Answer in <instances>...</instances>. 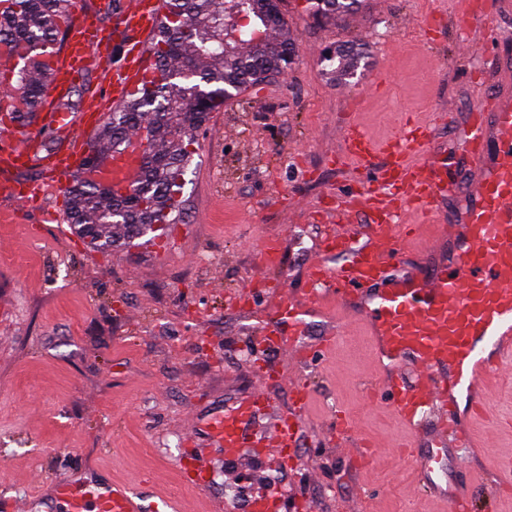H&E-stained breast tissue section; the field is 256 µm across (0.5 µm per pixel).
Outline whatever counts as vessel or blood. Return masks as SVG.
I'll list each match as a JSON object with an SVG mask.
<instances>
[{"label":"vessel or blood","instance_id":"vessel-or-blood-1","mask_svg":"<svg viewBox=\"0 0 512 512\" xmlns=\"http://www.w3.org/2000/svg\"><path fill=\"white\" fill-rule=\"evenodd\" d=\"M166 0H129L119 26L109 29L101 13L76 4L63 46L47 55L51 78L39 105L35 130L0 126L9 139L0 170L34 163L43 184L17 186L0 181V199L27 202L44 187L68 183L89 150V138L112 107L150 80V49L167 14ZM138 37L113 68L110 45L123 34ZM98 95L85 111L65 112L60 102L87 76ZM490 108L474 114L464 130L466 171L451 173L435 147L427 122L406 124L395 139L375 145L357 126L343 129L340 155L357 160L368 173L364 189L338 194L336 221L327 225L320 253L305 272V285L284 290L273 329L276 345L295 344L310 319L335 311V328L324 332L316 350L330 349L351 321L369 336L380 372L375 396L407 429L405 456L431 498L446 512H467L471 495L452 476L465 467V449L477 447L459 411L487 412V382L512 371V54L485 76ZM61 140L45 152L43 131ZM385 163L373 166L375 154ZM434 218L431 232L413 215ZM283 241L262 238L258 262L278 269ZM261 397L239 402L210 418L205 432L236 456L243 431ZM304 425L303 415L277 420L271 428L272 459L287 466ZM52 512H157L170 507L163 494L149 497L121 480L68 478L54 485ZM273 491L254 493L247 512H285Z\"/></svg>","mask_w":512,"mask_h":512}]
</instances>
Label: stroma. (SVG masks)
Listing matches in <instances>:
<instances>
[{"instance_id": "35a3bbf8", "label": "stroma", "mask_w": 512, "mask_h": 512, "mask_svg": "<svg viewBox=\"0 0 512 512\" xmlns=\"http://www.w3.org/2000/svg\"><path fill=\"white\" fill-rule=\"evenodd\" d=\"M280 8L297 35L295 61L196 131L198 166L169 237L105 256L71 231L64 188L29 207L0 201V480L29 512H46L53 479L90 469L194 512H242L266 487L282 492L287 512L443 508L398 450L403 427L367 395L377 374L361 327L302 369L282 349L265 351L260 366L251 351L276 315L271 278L302 287L318 253L323 228L313 210L365 184L355 162L336 158L341 125L358 122L379 144L405 121L450 112L433 136L464 169L457 137L485 100L483 71L512 41V9L463 30L461 0H366L343 21L316 19L304 0ZM467 34L480 50H461ZM346 39L370 54L349 85L323 62ZM270 234L283 239L282 267L258 278V244ZM242 289L253 290V302L229 303ZM297 381L312 399L299 454L283 470L262 456L263 431L293 410ZM258 389L267 403L240 460L204 434L188 436L190 418L206 421ZM488 400L491 416L472 422L481 443L470 461L472 512H512V487L498 485L512 464V378L490 383ZM339 412L377 444L372 462L364 449L337 446ZM189 454L203 458L207 490L184 481Z\"/></svg>"}]
</instances>
